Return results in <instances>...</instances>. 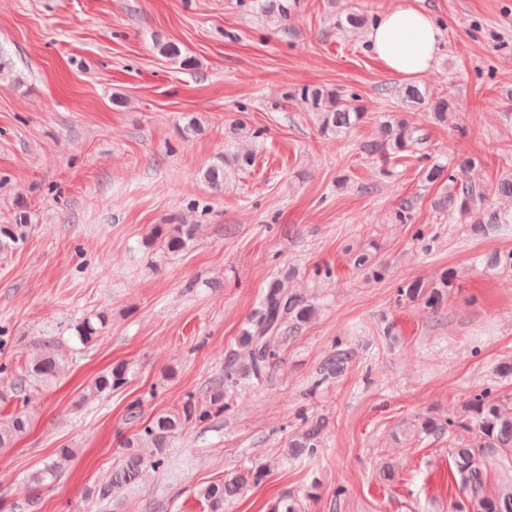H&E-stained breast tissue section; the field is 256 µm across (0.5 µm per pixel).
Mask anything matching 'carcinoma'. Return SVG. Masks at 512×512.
I'll list each match as a JSON object with an SVG mask.
<instances>
[{
    "mask_svg": "<svg viewBox=\"0 0 512 512\" xmlns=\"http://www.w3.org/2000/svg\"><path fill=\"white\" fill-rule=\"evenodd\" d=\"M297 0H265L259 9L269 21L281 26L286 25L288 15L296 7ZM399 103L410 105H428L435 119L445 122L453 111L450 101L409 86L397 92ZM293 98L304 104L316 115L319 131L324 136L339 137L359 124L365 112L354 105L355 95L343 94L337 90L329 91L320 87L305 85ZM424 138L417 130L404 121H384L376 140L364 146L368 155L386 157L389 153H398L406 148L423 143ZM252 163L249 154H220L205 169L204 178L216 189H224V177L229 170H244ZM472 159L465 157L455 161V173L445 175V165L435 161L420 170L421 180L428 184L452 183V191L443 193L436 205L439 214L448 220L457 216L472 219L470 228L482 230L487 226L498 227L512 223V216L495 211L485 218L473 209L475 201L484 197L483 189L465 177ZM194 228L187 224H155L145 236L144 245L157 247L167 253L183 250L192 240ZM405 294L420 298L427 308L436 310L442 305L443 295L432 289L429 291L413 283ZM316 308L300 296L289 291L285 283H272L263 294L258 311L251 317L248 327L243 330L241 346L243 352L234 355L224 368V376L216 380L210 389L209 399L200 402L195 396H186L181 409L165 412L138 426L132 438L127 440L118 463L112 466L109 479L90 491L91 497L103 501L112 498V494L134 484L144 467L159 471L167 468L168 448L172 439L182 433L192 423H203L224 413L228 407L225 399L232 397L245 386L260 385L267 380L268 370L276 365L280 358L279 345L283 339L296 335L315 315ZM108 317L103 312L87 314L73 326L76 339L83 346L97 342L106 327ZM350 351L338 349L333 352L320 368L321 379L326 380L336 374L337 369L348 362ZM62 361L51 346L29 359L24 369H11L8 364L0 363V374H12L11 385L16 393H23L39 383L50 385L58 376ZM126 383V367L119 363L98 375L91 384V390L97 395L108 394ZM471 415L465 420L448 419L439 423L428 418L421 422V430L427 434L440 435L443 431L453 432L461 428H477L485 441V448L512 449V402L504 399L496 390L485 387L473 394L470 403ZM310 417H303L307 428L298 440L290 442L289 448L295 456L314 457L320 451L319 428L309 423ZM30 415L20 409L8 419L0 422V449L12 446L14 439L28 430ZM459 484L466 500L470 501L473 512H512V486L490 495L485 489L486 464L480 449L468 448L454 443L450 449ZM74 456L71 448L58 450L56 458L44 465L29 477L36 487H42L57 480L66 462ZM266 477L262 465H254L242 473L228 479L217 480L197 491L199 501L207 512H224V502L239 496L252 485H257Z\"/></svg>",
    "mask_w": 512,
    "mask_h": 512,
    "instance_id": "carcinoma-1",
    "label": "carcinoma"
}]
</instances>
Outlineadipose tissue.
<instances>
[{"instance_id": "ef3b65f1", "label": "adipose tissue", "mask_w": 512, "mask_h": 512, "mask_svg": "<svg viewBox=\"0 0 512 512\" xmlns=\"http://www.w3.org/2000/svg\"><path fill=\"white\" fill-rule=\"evenodd\" d=\"M366 39L391 74L409 77L430 70L444 32L418 0H398L369 26Z\"/></svg>"}]
</instances>
